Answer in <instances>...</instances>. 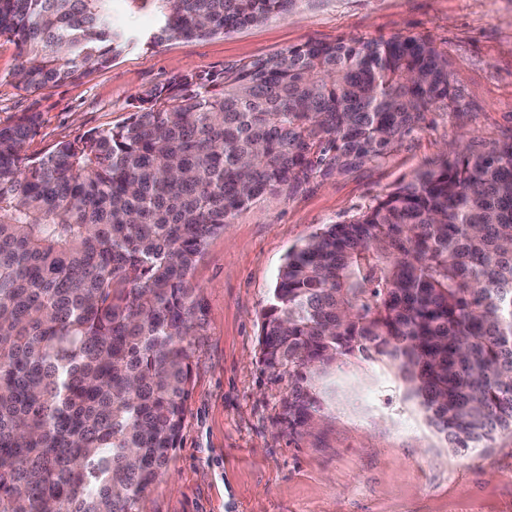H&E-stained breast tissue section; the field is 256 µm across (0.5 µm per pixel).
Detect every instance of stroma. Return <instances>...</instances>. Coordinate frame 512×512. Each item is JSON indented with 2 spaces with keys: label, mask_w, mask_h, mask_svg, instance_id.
<instances>
[{
  "label": "stroma",
  "mask_w": 512,
  "mask_h": 512,
  "mask_svg": "<svg viewBox=\"0 0 512 512\" xmlns=\"http://www.w3.org/2000/svg\"><path fill=\"white\" fill-rule=\"evenodd\" d=\"M397 34L444 52L456 103L430 113L384 158L257 202L207 241L191 271L205 316L181 444L138 512H512V434L452 451L385 358L332 371L321 383L318 427L282 432L288 377L263 372L258 336L291 247L439 164L454 140L475 150L512 140V0H297L288 14L228 33L148 54L128 48L108 67L37 93L13 85L16 49L0 39V125L39 113L27 144L38 158L122 122L135 96L173 74L218 73L310 39Z\"/></svg>",
  "instance_id": "stroma-1"
}]
</instances>
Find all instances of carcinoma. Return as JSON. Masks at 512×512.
I'll list each match as a JSON object with an SVG mask.
<instances>
[{"label": "carcinoma", "mask_w": 512, "mask_h": 512, "mask_svg": "<svg viewBox=\"0 0 512 512\" xmlns=\"http://www.w3.org/2000/svg\"><path fill=\"white\" fill-rule=\"evenodd\" d=\"M0 0L15 87L37 92L127 47L206 38L296 0ZM445 55L413 36L308 40L219 76L180 73L121 123L25 154L37 115L0 125V512H137L179 447L209 238L252 204L378 160L451 102ZM288 374L281 424L321 419L315 381L395 365L457 453L512 434V141L451 158L292 248L261 315ZM112 14L134 32H144L156 24L157 14L151 4H141L130 0H113Z\"/></svg>", "instance_id": "carcinoma-1"}]
</instances>
